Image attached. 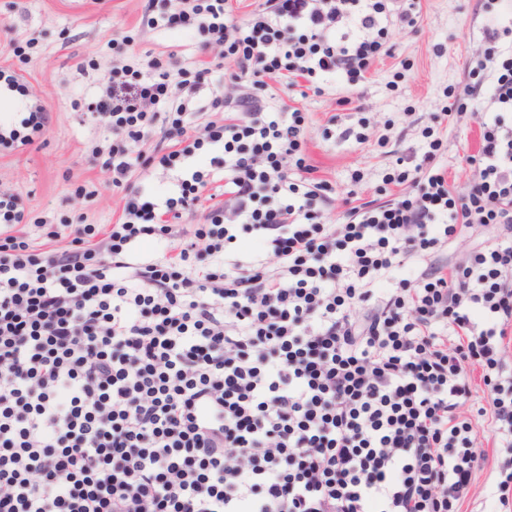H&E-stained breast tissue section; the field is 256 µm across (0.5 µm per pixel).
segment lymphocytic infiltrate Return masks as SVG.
<instances>
[{"mask_svg":"<svg viewBox=\"0 0 512 512\" xmlns=\"http://www.w3.org/2000/svg\"><path fill=\"white\" fill-rule=\"evenodd\" d=\"M268 2L239 17L228 0H148L233 70L154 57L101 79L125 192L106 240L79 223L32 245L19 197L0 191V512H462L488 461L480 433L512 456V27L498 0L454 103L482 111L468 194L436 138L411 192L339 224L322 210L333 186L310 177L306 112L258 95L271 78L357 84L420 3ZM157 167L177 172L173 190L129 179ZM199 212L173 244L166 216ZM477 224L500 233L464 263L433 261ZM477 366L490 397L473 411Z\"/></svg>","mask_w":512,"mask_h":512,"instance_id":"1","label":"lymphocytic infiltrate"}]
</instances>
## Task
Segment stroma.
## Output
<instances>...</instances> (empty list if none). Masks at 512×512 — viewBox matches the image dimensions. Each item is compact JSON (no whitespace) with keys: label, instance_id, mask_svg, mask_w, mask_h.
I'll list each match as a JSON object with an SVG mask.
<instances>
[{"label":"stroma","instance_id":"1","mask_svg":"<svg viewBox=\"0 0 512 512\" xmlns=\"http://www.w3.org/2000/svg\"><path fill=\"white\" fill-rule=\"evenodd\" d=\"M147 0H0V70L18 73L24 85L15 102L0 101V123L18 122L39 104L53 115L45 137L31 146L0 150V190L16 193L24 207L20 226L39 242L40 223L84 219L108 231L122 211V189L112 185V169L93 155L109 136V119L98 112L97 82L120 63L147 55L172 56L177 65L214 67L224 62L221 46L200 50L195 40L176 37L147 24ZM488 17L479 0H421L415 29L390 27V56L376 64L367 80L350 86L325 85L322 94L294 97L309 119L304 130L312 176L330 182L335 193L331 216L345 209V198L384 201L408 191L409 183H388L394 165L390 143L411 154L425 145L423 131L433 116L447 114L441 161L454 192H467L474 181L464 161L479 143V120L466 111L453 113V93L469 83L468 59L481 56ZM128 33L133 43L122 52L110 41ZM95 63L88 75L78 60ZM364 108L365 141L336 143L325 135L327 116L344 115L342 97ZM86 192H79V185Z\"/></svg>","mask_w":512,"mask_h":512}]
</instances>
